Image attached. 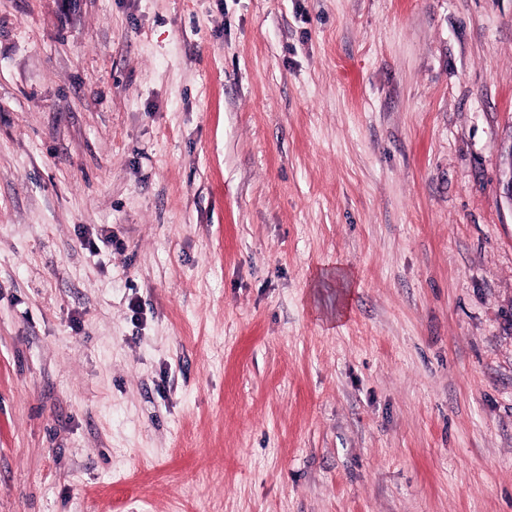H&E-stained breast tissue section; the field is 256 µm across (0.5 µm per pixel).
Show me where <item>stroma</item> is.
Segmentation results:
<instances>
[{
  "label": "stroma",
  "mask_w": 512,
  "mask_h": 512,
  "mask_svg": "<svg viewBox=\"0 0 512 512\" xmlns=\"http://www.w3.org/2000/svg\"><path fill=\"white\" fill-rule=\"evenodd\" d=\"M511 138L512 0H0V512H512Z\"/></svg>",
  "instance_id": "35a3bbf8"
}]
</instances>
